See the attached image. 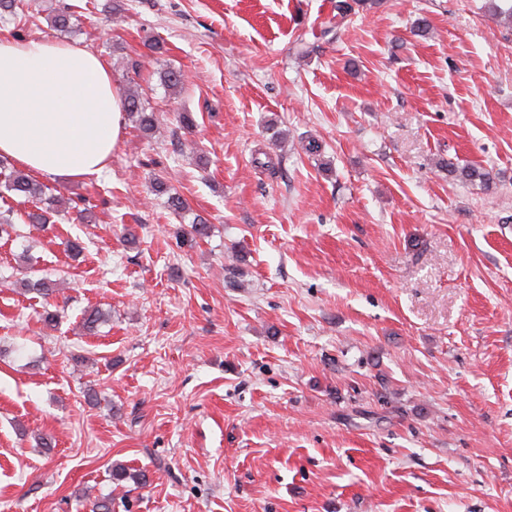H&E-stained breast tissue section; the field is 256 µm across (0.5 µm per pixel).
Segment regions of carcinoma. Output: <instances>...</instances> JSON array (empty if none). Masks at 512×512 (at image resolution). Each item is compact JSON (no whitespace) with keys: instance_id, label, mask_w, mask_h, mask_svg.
Masks as SVG:
<instances>
[{"instance_id":"carcinoma-1","label":"carcinoma","mask_w":512,"mask_h":512,"mask_svg":"<svg viewBox=\"0 0 512 512\" xmlns=\"http://www.w3.org/2000/svg\"><path fill=\"white\" fill-rule=\"evenodd\" d=\"M361 3L350 2V0H338L336 2V15L334 20L323 29V33L330 35L355 12V8ZM98 5L96 0H84L81 5L60 2L57 10L50 19L51 27L59 32H70L75 27L83 24V21H95L97 18ZM29 17L28 0H0V18H8L21 23ZM161 80L172 91H177L185 84V75L180 69H168L161 73ZM124 112L135 119L140 130L149 133L153 130L155 113L149 110L148 104L134 93H125L123 99ZM448 172L456 174L461 180L470 183H478L486 188L493 184V178L489 171L479 166H468L461 169L448 163ZM154 191L159 195L167 196V208L175 215H180L188 209L186 201L176 192H171L167 183L162 179H156ZM18 196L24 198V202L32 204V210L22 214H15L9 200ZM0 202L3 203V210L0 211V235L5 233H19L16 220L25 224H49L52 218L59 215L57 209L58 198L51 189L34 180L25 170L18 168L14 161L0 157ZM19 284L26 291H35L45 297L54 292L55 283L43 278L33 279L27 276L19 281ZM111 319V312L99 308H92L85 312L82 327L87 332L97 330L100 326L108 323Z\"/></svg>"}]
</instances>
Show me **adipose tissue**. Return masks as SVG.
Wrapping results in <instances>:
<instances>
[{
	"label": "adipose tissue",
	"mask_w": 512,
	"mask_h": 512,
	"mask_svg": "<svg viewBox=\"0 0 512 512\" xmlns=\"http://www.w3.org/2000/svg\"><path fill=\"white\" fill-rule=\"evenodd\" d=\"M122 129L103 59L71 44L0 39V155L40 174L91 176Z\"/></svg>",
	"instance_id": "1"
}]
</instances>
